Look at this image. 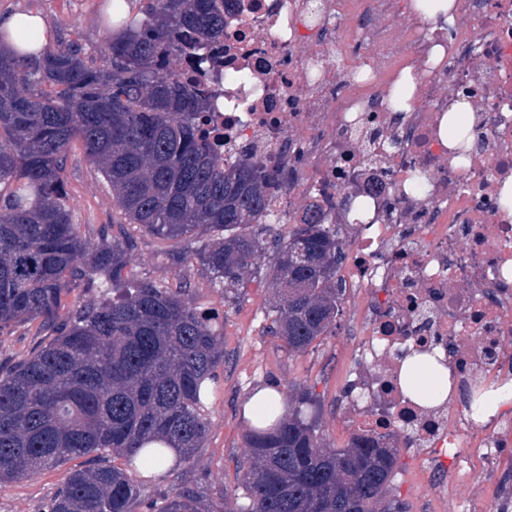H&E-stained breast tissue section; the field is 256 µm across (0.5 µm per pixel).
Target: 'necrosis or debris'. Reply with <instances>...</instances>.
<instances>
[{
  "instance_id": "obj_1",
  "label": "necrosis or debris",
  "mask_w": 512,
  "mask_h": 512,
  "mask_svg": "<svg viewBox=\"0 0 512 512\" xmlns=\"http://www.w3.org/2000/svg\"><path fill=\"white\" fill-rule=\"evenodd\" d=\"M460 13L443 70L420 82V112L389 101L404 57L428 43L394 0H225L224 80L202 88L218 103L204 119L224 134L222 165L262 158L281 186L273 208L282 218L301 219L313 204L358 227L342 277L369 296L366 339L355 389L340 392L337 410L352 431L400 435L420 452L454 449L466 473L512 439V417L482 429L396 384L399 352L426 344L441 345L459 386L512 361V215L497 205L512 181V0H461ZM358 44L368 58L346 65ZM451 100L468 103L483 134L463 166L438 132ZM371 116L382 131L372 169L354 135ZM347 194L361 209L341 210Z\"/></svg>"
}]
</instances>
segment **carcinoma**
I'll list each match as a JSON object with an SVG mask.
<instances>
[{
	"mask_svg": "<svg viewBox=\"0 0 512 512\" xmlns=\"http://www.w3.org/2000/svg\"><path fill=\"white\" fill-rule=\"evenodd\" d=\"M113 13L126 33L100 61L50 47L26 65L0 49V333L28 321L55 333L0 371V485L71 462L44 512H198L202 482L158 501L139 478L160 477L166 442L185 464L205 442L223 332L184 288L127 284L128 244L105 229L80 235L63 179L71 144L81 142L124 220L189 242L177 260H196L227 300L263 276L275 294L271 332L290 354L342 314L348 225L325 224L311 207L264 263L257 227L273 216L274 178L255 160L219 164L196 132L211 108L176 69L186 57L208 61L224 8L144 0L137 16L121 17L116 2ZM94 275L110 292L59 319L71 285ZM319 412L315 388L299 385L286 416L273 405L260 414L236 464L235 512H407L388 496L398 443L354 434L327 448Z\"/></svg>",
	"mask_w": 512,
	"mask_h": 512,
	"instance_id": "obj_1",
	"label": "carcinoma"
}]
</instances>
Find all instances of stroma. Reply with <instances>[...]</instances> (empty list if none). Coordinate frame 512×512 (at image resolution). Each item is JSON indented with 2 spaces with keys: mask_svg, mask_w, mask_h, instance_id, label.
I'll return each instance as SVG.
<instances>
[{
  "mask_svg": "<svg viewBox=\"0 0 512 512\" xmlns=\"http://www.w3.org/2000/svg\"><path fill=\"white\" fill-rule=\"evenodd\" d=\"M107 6V0H0L1 12L31 11L45 17L56 33L57 46L72 45L97 58L107 50ZM64 182L66 203L83 237L96 238L105 227L117 239L130 241V276H147L168 288L186 287L190 304L218 312L223 323L224 364L205 411L207 439L190 465L171 472L159 488H146V495L158 489L171 495L181 485L200 479L210 488L209 497L199 503L200 512H233L235 504L225 499L224 490L233 486L236 462L245 453L243 436L249 424L242 402L254 389L271 382L284 393L294 385L314 387L321 401L323 444L347 445L351 431L336 411V397L364 341L367 302L363 295L347 290L344 313L335 329L306 353H288L282 339L269 331L273 294L262 279H254L236 301H225L221 285L199 263L172 260L179 243L125 223L110 187L81 143H73L68 152ZM46 339V330L36 321L0 335V367H10ZM427 464V456L411 449L399 453L390 492L406 502L409 512H459L464 500L469 501L471 512H501L504 499H512V445L499 449L492 462L477 465L467 477L444 473L428 479L424 476ZM64 477V469L58 468L0 486V512H42Z\"/></svg>",
  "mask_w": 512,
  "mask_h": 512,
  "instance_id": "stroma-1",
  "label": "stroma"
}]
</instances>
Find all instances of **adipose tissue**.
<instances>
[{"instance_id": "ef3b65f1", "label": "adipose tissue", "mask_w": 512, "mask_h": 512, "mask_svg": "<svg viewBox=\"0 0 512 512\" xmlns=\"http://www.w3.org/2000/svg\"><path fill=\"white\" fill-rule=\"evenodd\" d=\"M398 381L406 394L425 406L446 401L453 389L448 368L429 363L427 355L418 353L404 358Z\"/></svg>"}]
</instances>
